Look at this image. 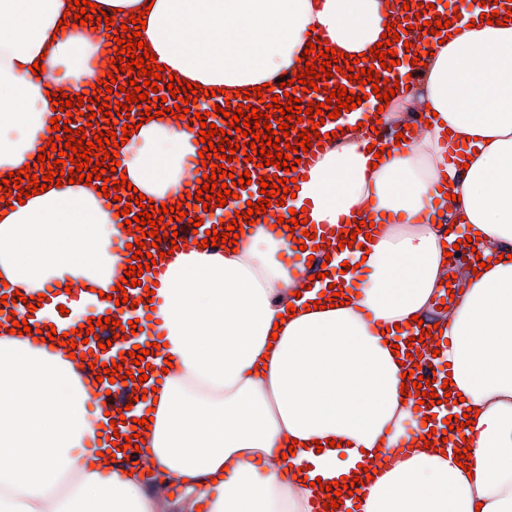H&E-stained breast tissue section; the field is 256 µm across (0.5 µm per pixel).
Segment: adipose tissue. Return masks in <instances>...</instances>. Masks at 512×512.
<instances>
[{
  "instance_id": "1",
  "label": "adipose tissue",
  "mask_w": 512,
  "mask_h": 512,
  "mask_svg": "<svg viewBox=\"0 0 512 512\" xmlns=\"http://www.w3.org/2000/svg\"><path fill=\"white\" fill-rule=\"evenodd\" d=\"M128 19L146 9L141 38L165 74L226 92L251 91L298 69L310 33L362 55L396 20L400 0H94ZM494 0H470L472 28L434 45L422 82L396 88L382 123L436 111L430 126L375 161L353 130L326 144L300 185L313 224L373 219L368 255L354 253L343 305L313 309L326 283L309 282L281 253L287 238L259 230L236 249L178 254L155 286L173 359L163 379L144 460L183 482L208 512H312L321 486L373 468L357 512H512V21L480 24ZM69 0H0V180L37 161L51 137L49 99L90 89L95 43L54 32ZM43 72L32 73L34 62ZM451 129L459 145L449 161ZM200 140L165 114L119 147L121 172L154 202L182 196L195 179ZM102 181L63 184L8 209L0 201V280L26 292L111 287L125 269L120 224ZM479 231L485 261L459 271L463 292L432 310L448 267L434 222ZM295 316H287L288 307ZM438 325V360L473 410L472 459L412 446L422 417L402 396L393 353L412 316ZM78 361L27 335L0 336V512H172L139 475L105 464L112 436L89 412ZM323 449H316V441Z\"/></svg>"
}]
</instances>
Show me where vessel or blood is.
Here are the masks:
<instances>
[{
	"label": "vessel or blood",
	"mask_w": 512,
	"mask_h": 512,
	"mask_svg": "<svg viewBox=\"0 0 512 512\" xmlns=\"http://www.w3.org/2000/svg\"><path fill=\"white\" fill-rule=\"evenodd\" d=\"M362 122L366 126H373L376 123L374 113L369 112L364 107H357L348 112H342L341 116L337 119L326 120L325 124L319 126V133L326 134L350 125L351 122ZM236 172H249L252 182L246 187V189L240 190L239 197L236 201L235 210L226 211V219H234L236 211L246 210L248 202L258 200L260 188L259 179L264 175L276 174V166H255L254 163H245L242 161L236 162ZM318 236L328 237L329 242L327 246L322 248H315L313 239H306V246L312 247L314 250L313 260L310 267H308V274L315 275L321 273L322 265L326 257L332 256L335 258L342 257L343 252L339 248L340 238L333 232L332 225H317L316 227ZM145 244L151 245L152 256L157 259L154 271L143 272L141 276V283L136 287H127L126 291H113L111 298H100L99 300V311L97 313L98 318H115L121 320V322H128L129 320L135 319L139 316L140 312L146 311L148 303L146 301V293L144 291L145 286L150 285L152 281H155L158 274L164 273L165 262L159 257V249L153 248L152 237H145ZM128 295V303H120L119 298L121 295ZM20 319L27 321L31 329H39L43 326V321L38 313L32 312L26 307L25 303L19 302L13 304L11 312H5L0 314V324L12 323L13 319ZM141 346L142 349L148 350L149 355L147 357L148 363H151L152 368L148 373L147 381H144L143 385H135L134 381H103L102 383L94 386V394H101L104 392H111L112 394V405L113 407L123 409L125 419L124 421L118 422L117 428L119 436L116 440L120 450L116 452L113 460L114 465L120 466L125 464L126 460H137L139 457L138 452H135L134 448L126 447V437L132 436L133 430V418L135 416L134 410L129 409L128 404L131 402L133 397H136L138 389H152L157 384L158 379L162 378L163 372L162 367L164 362L159 354L150 353V343L146 340H140L139 336L131 334V332H124L122 339L116 340L111 346L107 348H99L97 339H90L88 343L78 344L75 347V354L82 355L85 353H93L95 358H98L99 362L111 363V361L119 359L120 355L129 351H132L134 346ZM437 341L433 337H426L423 342H420L418 349L421 353V357L418 361L420 366V373L424 379L433 381L435 388H442L445 373L439 369L437 362L433 359L431 352L436 349Z\"/></svg>",
	"instance_id": "b4317fda"
}]
</instances>
